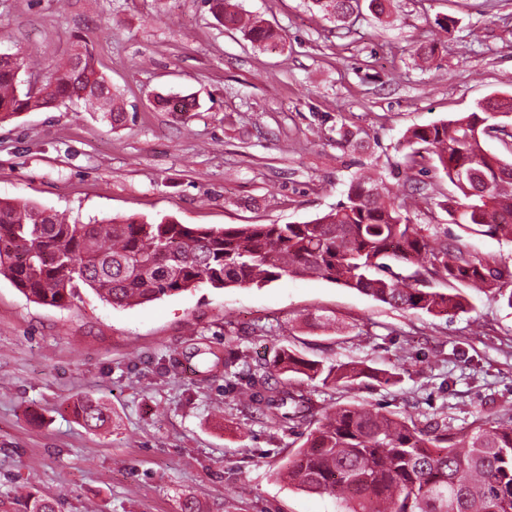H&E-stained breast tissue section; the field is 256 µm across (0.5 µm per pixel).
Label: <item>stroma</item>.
<instances>
[{"instance_id": "obj_1", "label": "stroma", "mask_w": 512, "mask_h": 512, "mask_svg": "<svg viewBox=\"0 0 512 512\" xmlns=\"http://www.w3.org/2000/svg\"><path fill=\"white\" fill-rule=\"evenodd\" d=\"M281 29L260 47L217 23L201 0H0V50L66 59L92 44L128 112L111 127L79 105L0 123V199L89 221L136 214L182 224L301 223L341 200L358 168L396 193L416 185L415 224H444L479 256L512 266V243L469 235L440 203L444 174L403 167L407 129L512 94V0H394L339 26L305 0H238ZM434 40L429 63L417 45ZM188 96L191 112L156 107ZM356 132V145L338 130ZM335 319L332 328L317 325ZM329 364L395 373L331 389L294 382L317 408L367 403L454 429L512 411V309L471 294L451 317L401 311L321 278L249 288H193L115 308L81 290L63 309L0 277V512L27 495L61 512H337L277 470L299 446L245 409L246 374L206 365L233 351L248 362L280 348ZM93 396L111 411L91 430L72 413Z\"/></svg>"}]
</instances>
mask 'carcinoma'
Wrapping results in <instances>:
<instances>
[{
  "instance_id": "cac0c4a2",
  "label": "carcinoma",
  "mask_w": 512,
  "mask_h": 512,
  "mask_svg": "<svg viewBox=\"0 0 512 512\" xmlns=\"http://www.w3.org/2000/svg\"><path fill=\"white\" fill-rule=\"evenodd\" d=\"M227 28L260 43L282 39L261 20L247 23L232 0H202ZM392 0H311L327 20L344 23L362 11L390 16ZM28 59L0 58V122L23 112L81 102L93 112L125 119L112 84L95 67L94 48L74 36L73 53L43 72L31 92L21 73ZM169 112L195 102L160 97ZM512 96L492 97L475 110L407 130L404 167L445 174L456 193L439 207L449 223L477 235L512 242V158L490 150L489 131L512 132L503 119ZM406 199L383 181L355 176L330 211L299 224L189 226L167 216L94 220L87 224L30 203L0 201V276L27 298L63 308L89 288L114 307L139 305L199 285L216 289L265 285L284 276H314L355 289L402 311L434 316L466 311L467 289L493 295L512 309V269L448 242L430 224H412ZM408 268L402 276L392 265ZM459 284L443 292L434 285ZM298 373L322 386L368 378L388 384L392 374L305 360L282 349L273 365L247 370L242 402L252 413L302 439L278 475L305 492L332 495L340 512H512V415L453 430L445 422H417L365 405L317 412L311 398L288 383ZM74 413L90 427L110 420L100 400L85 396ZM28 512H56L55 502L29 496Z\"/></svg>"
}]
</instances>
